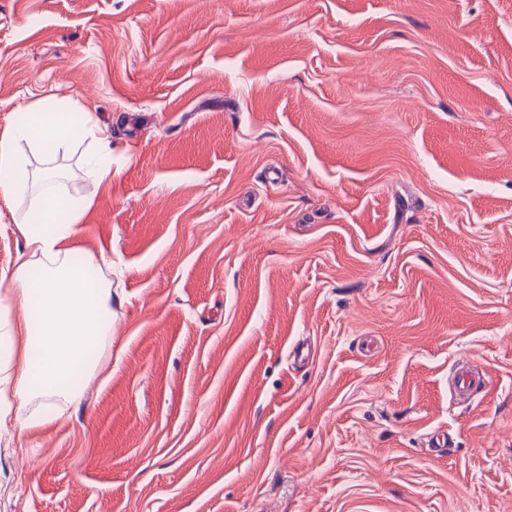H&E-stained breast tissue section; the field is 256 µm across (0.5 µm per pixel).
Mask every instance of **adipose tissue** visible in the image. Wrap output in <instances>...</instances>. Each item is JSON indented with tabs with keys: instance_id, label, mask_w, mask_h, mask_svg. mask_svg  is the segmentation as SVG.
Instances as JSON below:
<instances>
[{
	"instance_id": "obj_1",
	"label": "adipose tissue",
	"mask_w": 512,
	"mask_h": 512,
	"mask_svg": "<svg viewBox=\"0 0 512 512\" xmlns=\"http://www.w3.org/2000/svg\"><path fill=\"white\" fill-rule=\"evenodd\" d=\"M26 116L0 136V193L28 188L34 194L19 226L26 251L10 274L21 316L18 323L0 325L9 345L0 401L16 404L15 413L0 411V430L21 433L43 425L60 404H80L87 383L107 362L112 340V325L104 318L112 290L96 275L111 260L87 253L74 262L83 212L61 190L57 165L74 142L92 138L95 146L82 168L99 185L112 173L111 128L51 104L33 106ZM36 398L44 400V409L27 412Z\"/></svg>"
}]
</instances>
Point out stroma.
Listing matches in <instances>:
<instances>
[{"label":"stroma","mask_w":512,"mask_h":512,"mask_svg":"<svg viewBox=\"0 0 512 512\" xmlns=\"http://www.w3.org/2000/svg\"><path fill=\"white\" fill-rule=\"evenodd\" d=\"M43 101L112 127V356L0 512H512V0H0V134ZM489 380V375L484 369L476 365H468L455 371L449 389L459 399L469 401L485 390Z\"/></svg>","instance_id":"1"}]
</instances>
